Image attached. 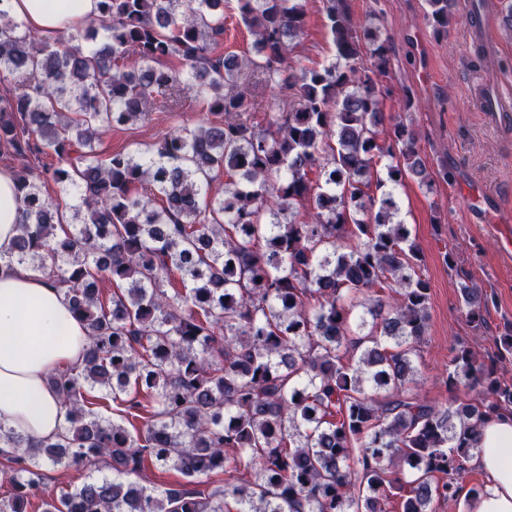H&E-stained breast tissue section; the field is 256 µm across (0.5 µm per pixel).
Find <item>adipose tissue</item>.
<instances>
[{
    "label": "adipose tissue",
    "instance_id": "1",
    "mask_svg": "<svg viewBox=\"0 0 512 512\" xmlns=\"http://www.w3.org/2000/svg\"><path fill=\"white\" fill-rule=\"evenodd\" d=\"M0 6L47 39L97 13V0H5ZM22 222L16 175L0 168V426L41 440L57 436L65 419L49 378L82 363L89 337L53 280L18 261ZM479 443L477 463L487 484L470 500L469 512H512V415L487 420Z\"/></svg>",
    "mask_w": 512,
    "mask_h": 512
}]
</instances>
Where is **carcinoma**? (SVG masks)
<instances>
[{"label": "carcinoma", "mask_w": 512, "mask_h": 512, "mask_svg": "<svg viewBox=\"0 0 512 512\" xmlns=\"http://www.w3.org/2000/svg\"><path fill=\"white\" fill-rule=\"evenodd\" d=\"M305 3L236 0L253 58L214 54L224 0H98L88 27L52 45L0 9V147L61 159L44 169L57 201L19 175L17 257L51 259L89 336L82 363L50 377L62 434L32 441L0 425L14 461L33 465L0 470L12 487L0 512H28L40 462L65 459L112 478L49 496L43 512H385L392 496L402 512H439L483 492L466 488L465 464L481 425L512 412V382L461 346L447 377L460 395L438 404L413 386L430 283L394 191L434 178L417 129L385 126L391 47L349 0H323L336 54L295 74ZM426 5L434 33L448 32L454 0ZM172 57L185 69L162 66ZM247 69L289 92L288 108L256 120ZM188 85L212 119L99 162L101 131ZM176 271L186 285L170 295ZM457 288L483 327L487 295L466 275ZM88 385L136 411L143 432L92 412ZM148 460L193 480L222 472L224 485L156 494L130 479Z\"/></svg>", "instance_id": "1"}]
</instances>
